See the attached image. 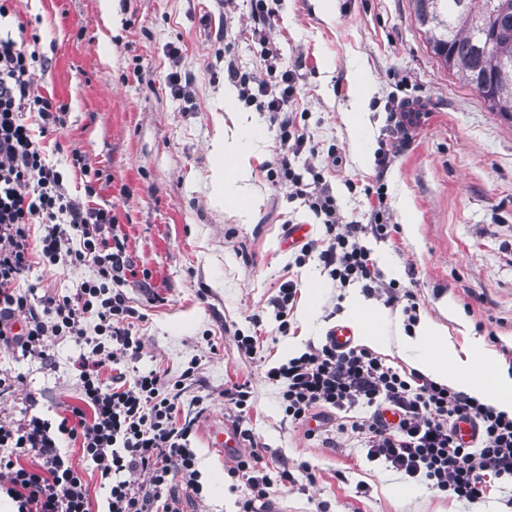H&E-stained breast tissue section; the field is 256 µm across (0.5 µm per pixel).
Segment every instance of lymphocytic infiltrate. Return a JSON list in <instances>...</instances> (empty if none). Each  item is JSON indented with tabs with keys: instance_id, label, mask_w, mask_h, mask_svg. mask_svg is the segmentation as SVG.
Returning <instances> with one entry per match:
<instances>
[{
	"instance_id": "lymphocytic-infiltrate-1",
	"label": "lymphocytic infiltrate",
	"mask_w": 512,
	"mask_h": 512,
	"mask_svg": "<svg viewBox=\"0 0 512 512\" xmlns=\"http://www.w3.org/2000/svg\"><path fill=\"white\" fill-rule=\"evenodd\" d=\"M44 66L38 49L0 36V347L44 361L49 338H71L81 348L74 362L79 392L58 422L27 410L0 420V492L17 512H92L88 485L68 454L76 447L108 483L104 512H183L178 486L197 497L203 492L191 446L195 421L181 413L184 383L198 362L190 360L175 381L156 369L131 380L121 372L104 379L119 356L142 350L133 332L140 314L124 292L135 269L124 237L115 231L116 214L94 204L99 171L71 149V166L85 178L83 195H74L48 158L46 140L63 124L65 106L39 89L34 75ZM236 81L246 101L260 102L278 121L286 154L301 155L307 139L289 108L296 95L294 70H282L274 82L246 74ZM29 113L37 127L27 123ZM280 174L293 197L307 202L331 232L324 244L304 243L302 256L318 254L340 284L357 280L397 301L394 287H382L372 270L358 225L337 224L329 192L304 183L289 165ZM37 261L89 265L94 276L70 293L41 291L23 282ZM266 377L296 424L323 407L344 413L360 405L389 407L396 423L375 415L351 424L368 457L405 477L424 478L456 499L478 503L512 482V417L417 371L402 372L366 349L327 342L270 367ZM461 419L478 424L474 444L458 438L455 424ZM228 473L249 489L241 512H258L269 501L273 480L258 442Z\"/></svg>"
}]
</instances>
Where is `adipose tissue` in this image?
Wrapping results in <instances>:
<instances>
[{"mask_svg": "<svg viewBox=\"0 0 512 512\" xmlns=\"http://www.w3.org/2000/svg\"><path fill=\"white\" fill-rule=\"evenodd\" d=\"M224 112L230 124L213 141L210 195L215 203L231 206L248 218L255 206L250 147L256 125L239 111L229 88L224 91ZM343 316L363 344L372 348L396 344L416 371L512 417V374L478 342L456 347L446 327L430 318L421 319L411 333L392 335L388 311L358 294L349 296Z\"/></svg>", "mask_w": 512, "mask_h": 512, "instance_id": "1", "label": "adipose tissue"}]
</instances>
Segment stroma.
I'll list each match as a JSON object with an SVG mask.
<instances>
[{"instance_id": "35a3bbf8", "label": "stroma", "mask_w": 512, "mask_h": 512, "mask_svg": "<svg viewBox=\"0 0 512 512\" xmlns=\"http://www.w3.org/2000/svg\"><path fill=\"white\" fill-rule=\"evenodd\" d=\"M273 14L268 46L251 37L250 0H18L16 16L0 30L20 42L39 33L48 61L36 79L42 92L65 104L57 134L63 151L52 160L69 191H82L70 167L78 148L108 186L97 202L112 206L139 273L126 288L142 314L138 357H121L128 377L153 368L178 378L191 359L200 366L187 383L185 408L197 416L192 446L202 474L203 498L180 490L184 512H238L244 483L225 478L232 455L208 447L213 422L241 424L266 448L273 465L291 480L275 481L272 501L288 512H512V491L494 492L481 506L456 500L423 482L393 497L398 475L371 460L357 434L339 432L334 413L319 411V434L285 417L278 390L263 374L267 365L291 359L324 343L339 322L346 297L361 282L333 281L318 257L297 264L283 248L289 225L307 224L322 240L326 228L286 181H272L283 157L272 113L257 103L240 109L265 131L252 149L257 207L242 220L209 195L212 139L224 119L222 101L229 69L266 77L268 64L296 72L294 106L308 152L292 159L295 171L320 172L336 200V220L359 224L383 283L401 298L371 294L404 329L432 318L456 344L478 340L512 369V121L489 111L480 95L449 74L432 54L413 14L412 0H337L334 19L316 0H266ZM181 49L171 60L170 47ZM191 73L186 98L171 95L172 69ZM360 70L368 84L367 135L371 155L359 160L344 121L351 86ZM423 100L430 106L413 129L397 127L398 105ZM386 169H379L382 154ZM383 194L390 236L373 234L370 201ZM410 205L415 237L404 231ZM321 283L312 318L302 316L310 280ZM298 284L290 328L281 332L275 299L286 281ZM454 305L441 310L442 300ZM242 335L258 337L249 356ZM46 361L17 359L0 350V374L21 377L0 414L25 407L54 418L78 395L72 360L78 346L67 338L48 341ZM248 384L247 415L224 398L225 387ZM223 476L222 490L213 481Z\"/></svg>"}]
</instances>
